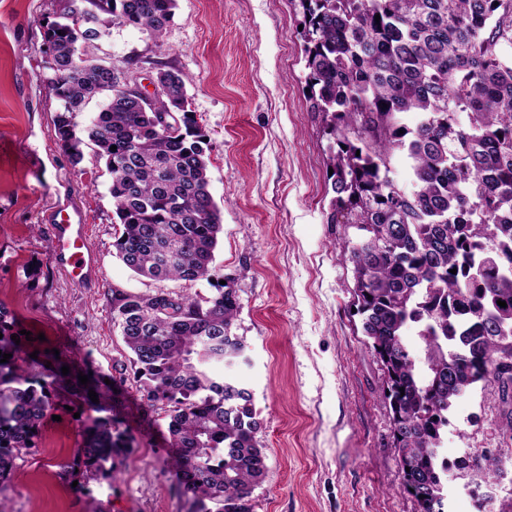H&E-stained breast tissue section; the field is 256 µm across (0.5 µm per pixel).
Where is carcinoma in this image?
Here are the masks:
<instances>
[{"instance_id":"carcinoma-1","label":"carcinoma","mask_w":512,"mask_h":512,"mask_svg":"<svg viewBox=\"0 0 512 512\" xmlns=\"http://www.w3.org/2000/svg\"><path fill=\"white\" fill-rule=\"evenodd\" d=\"M176 2L66 0L45 31L49 88L62 103L54 131L73 164L85 145L104 162L119 224L112 247L127 268L155 281L210 282L224 225L209 190L208 134L187 96L191 78L159 69L169 111L155 112L97 59L75 53L110 21L159 41ZM293 2L308 111L331 139L328 223L356 230L353 306L383 371L401 488L419 512H445L448 470L468 468L440 457L454 403L479 382L512 394L503 370L512 360V0ZM73 13L91 21L80 33L67 21ZM94 100L99 112L78 127L76 113ZM397 160L411 171L409 191L393 177ZM110 308L141 397L167 412L171 463L193 512H251L266 456L252 394L224 376V363L246 348L232 332L235 291L218 283L195 296L114 288ZM493 323L507 334L490 332ZM411 325L424 379L405 341ZM12 334L0 307V481L33 447L53 397L41 375L24 369ZM91 411L81 463L111 471L133 439L119 429L115 406L108 416L96 403ZM479 472L486 482L497 477L496 455L481 450Z\"/></svg>"}]
</instances>
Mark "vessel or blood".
I'll return each mask as SVG.
<instances>
[{
	"label": "vessel or blood",
	"instance_id": "obj_1",
	"mask_svg": "<svg viewBox=\"0 0 512 512\" xmlns=\"http://www.w3.org/2000/svg\"><path fill=\"white\" fill-rule=\"evenodd\" d=\"M56 266L79 286L89 287L99 279L96 257L88 245L87 226L81 214H65L52 224Z\"/></svg>",
	"mask_w": 512,
	"mask_h": 512
}]
</instances>
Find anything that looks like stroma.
Wrapping results in <instances>:
<instances>
[{
    "mask_svg": "<svg viewBox=\"0 0 512 512\" xmlns=\"http://www.w3.org/2000/svg\"><path fill=\"white\" fill-rule=\"evenodd\" d=\"M64 0H0V306L14 331L31 332L25 354L58 350L72 371L113 378L129 351L109 300L113 288L156 289L114 254L110 177L85 150L72 164L56 141L59 107L46 78L44 24ZM291 0H177L161 41L112 22L90 52L149 84L160 66L182 70L199 124L210 137V191L224 233L217 280L235 289L233 332L245 357L225 366L253 396L266 474L252 512H417L401 489L380 365L353 308L346 242L355 229L328 221L333 196L326 138L309 112ZM78 211L98 254V287L77 286L52 260L48 218ZM55 391L34 448L0 482L9 512H188L170 462L163 410L146 407L126 380L121 417L134 446L115 474L79 464L90 412L74 383ZM498 391L476 386L459 398L444 430L448 461L496 447L506 422ZM494 483L448 472L447 512L512 503V451Z\"/></svg>",
    "mask_w": 512,
    "mask_h": 512,
    "instance_id": "35a3bbf8",
    "label": "stroma"
}]
</instances>
